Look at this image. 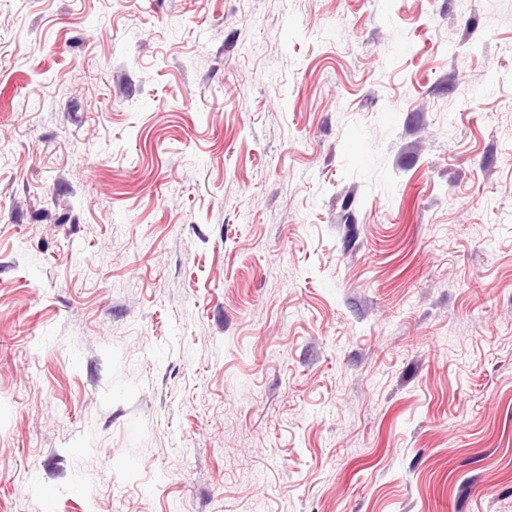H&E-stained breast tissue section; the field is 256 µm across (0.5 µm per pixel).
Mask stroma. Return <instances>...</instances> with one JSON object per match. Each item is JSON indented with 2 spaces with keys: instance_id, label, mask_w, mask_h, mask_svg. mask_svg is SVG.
<instances>
[{
  "instance_id": "35a3bbf8",
  "label": "stroma",
  "mask_w": 512,
  "mask_h": 512,
  "mask_svg": "<svg viewBox=\"0 0 512 512\" xmlns=\"http://www.w3.org/2000/svg\"><path fill=\"white\" fill-rule=\"evenodd\" d=\"M0 512H512V0H0Z\"/></svg>"
}]
</instances>
